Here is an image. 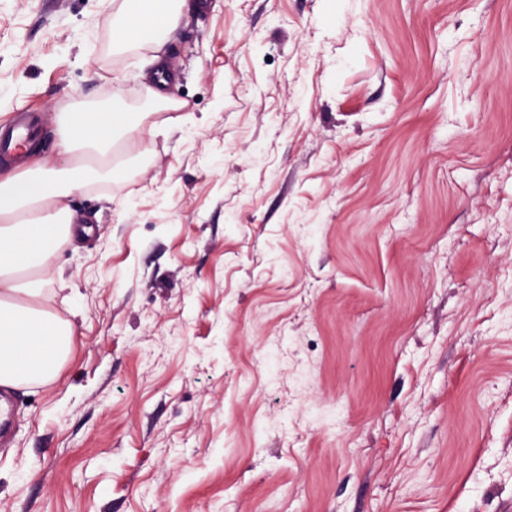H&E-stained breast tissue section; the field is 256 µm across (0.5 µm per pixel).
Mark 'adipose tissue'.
<instances>
[{"mask_svg": "<svg viewBox=\"0 0 512 512\" xmlns=\"http://www.w3.org/2000/svg\"><path fill=\"white\" fill-rule=\"evenodd\" d=\"M126 2L113 21L114 46L152 48V63H160L162 34L188 0ZM125 125L122 112L71 114L52 164L0 178V388L20 390L60 376L73 346L70 324L28 274L49 269L72 234L68 199L89 180L82 152L111 155L112 135Z\"/></svg>", "mask_w": 512, "mask_h": 512, "instance_id": "obj_1", "label": "adipose tissue"}]
</instances>
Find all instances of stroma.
I'll list each match as a JSON object with an SVG mask.
<instances>
[{
	"label": "stroma",
	"instance_id": "35a3bbf8",
	"mask_svg": "<svg viewBox=\"0 0 512 512\" xmlns=\"http://www.w3.org/2000/svg\"><path fill=\"white\" fill-rule=\"evenodd\" d=\"M0 0V122L111 105L0 512H512V0ZM127 7L113 19V46L136 44L158 52L162 33L177 22L188 0H124ZM166 2H173L165 5Z\"/></svg>",
	"mask_w": 512,
	"mask_h": 512
}]
</instances>
